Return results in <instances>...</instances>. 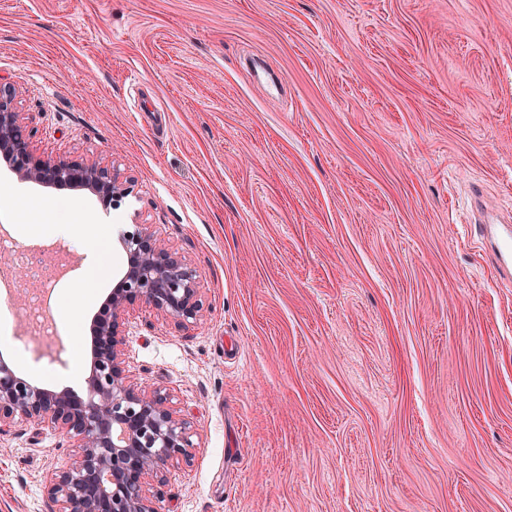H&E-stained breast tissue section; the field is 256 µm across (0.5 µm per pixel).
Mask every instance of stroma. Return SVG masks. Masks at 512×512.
<instances>
[{
	"mask_svg": "<svg viewBox=\"0 0 512 512\" xmlns=\"http://www.w3.org/2000/svg\"><path fill=\"white\" fill-rule=\"evenodd\" d=\"M0 83L33 143L133 182L113 230L150 225L197 273L181 327L125 326L136 382L193 444L153 481L157 512H512V282L475 234L474 190L512 221V0H0ZM18 249L87 263L86 190L0 185ZM41 225L40 239L18 234ZM31 278L0 266V355L28 343ZM72 451L0 434V512H50Z\"/></svg>",
	"mask_w": 512,
	"mask_h": 512,
	"instance_id": "1",
	"label": "stroma"
}]
</instances>
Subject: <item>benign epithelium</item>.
<instances>
[{
	"mask_svg": "<svg viewBox=\"0 0 512 512\" xmlns=\"http://www.w3.org/2000/svg\"><path fill=\"white\" fill-rule=\"evenodd\" d=\"M15 89L0 84V159L23 182L91 191L105 208L132 191V181L97 160L37 152ZM120 243L127 268L113 286L104 314L93 325L92 367L86 390H52L17 376L0 358V434L15 423L47 426L78 449L52 472L44 489L53 512H155L150 481L173 460L192 457L186 424L166 394L131 380L123 359V326L135 304L185 325L201 316L195 271L146 224H131Z\"/></svg>",
	"mask_w": 512,
	"mask_h": 512,
	"instance_id": "benign-epithelium-1",
	"label": "benign epithelium"
}]
</instances>
